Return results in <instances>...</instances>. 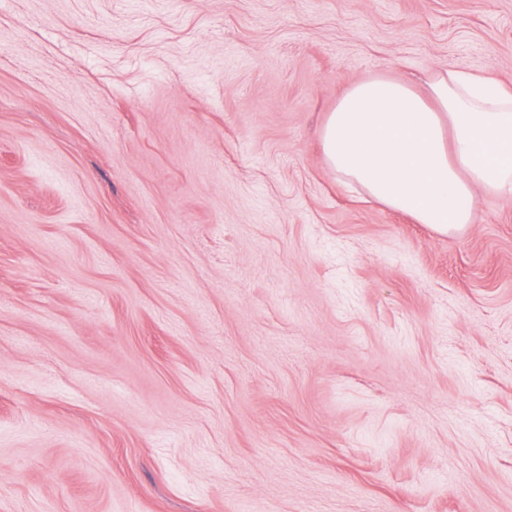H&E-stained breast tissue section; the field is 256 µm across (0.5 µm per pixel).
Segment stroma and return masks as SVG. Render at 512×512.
Returning a JSON list of instances; mask_svg holds the SVG:
<instances>
[{
	"label": "stroma",
	"mask_w": 512,
	"mask_h": 512,
	"mask_svg": "<svg viewBox=\"0 0 512 512\" xmlns=\"http://www.w3.org/2000/svg\"><path fill=\"white\" fill-rule=\"evenodd\" d=\"M450 65L512 0H0V512H512V197L319 142Z\"/></svg>",
	"instance_id": "1"
}]
</instances>
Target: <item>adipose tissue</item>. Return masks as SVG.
I'll list each match as a JSON object with an SVG mask.
<instances>
[{
	"mask_svg": "<svg viewBox=\"0 0 512 512\" xmlns=\"http://www.w3.org/2000/svg\"><path fill=\"white\" fill-rule=\"evenodd\" d=\"M320 140L338 178L440 233L473 223L477 193L512 196V88L453 67L424 95L382 77L353 84Z\"/></svg>",
	"mask_w": 512,
	"mask_h": 512,
	"instance_id": "ef3b65f1",
	"label": "adipose tissue"
}]
</instances>
